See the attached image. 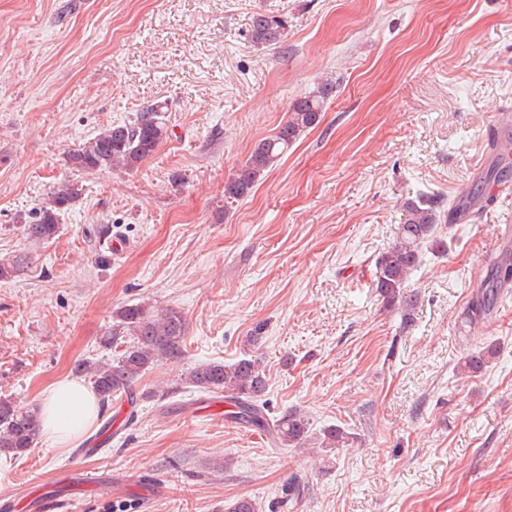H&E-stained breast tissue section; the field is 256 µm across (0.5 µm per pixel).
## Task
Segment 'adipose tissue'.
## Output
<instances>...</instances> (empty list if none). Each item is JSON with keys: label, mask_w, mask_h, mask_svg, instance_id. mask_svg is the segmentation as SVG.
Listing matches in <instances>:
<instances>
[{"label": "adipose tissue", "mask_w": 512, "mask_h": 512, "mask_svg": "<svg viewBox=\"0 0 512 512\" xmlns=\"http://www.w3.org/2000/svg\"><path fill=\"white\" fill-rule=\"evenodd\" d=\"M99 410L98 397L84 380L62 377L40 399V432L54 445L67 444L86 429Z\"/></svg>", "instance_id": "ef3b65f1"}]
</instances>
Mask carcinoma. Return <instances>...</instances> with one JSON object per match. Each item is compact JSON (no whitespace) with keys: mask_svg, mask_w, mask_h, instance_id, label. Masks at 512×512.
<instances>
[{"mask_svg":"<svg viewBox=\"0 0 512 512\" xmlns=\"http://www.w3.org/2000/svg\"><path fill=\"white\" fill-rule=\"evenodd\" d=\"M288 36L287 21L280 16L258 13L252 19L250 39L258 48L276 46ZM336 92V81L326 77L295 99L288 108L287 120L278 131L256 143L244 162L232 170L224 182V203L234 204L249 196L257 184L281 161L296 141L318 126L327 102ZM169 138L165 104L152 102L142 106L133 120L110 125L67 155L69 166L77 172L102 169L133 172L158 146ZM512 173L493 167L478 178L479 185L465 188L457 201H445L441 195H422L405 206L403 224L397 228L392 245L376 262L373 285L384 305L401 311L404 321L412 320L418 297L409 290L410 275L422 261L424 248L435 242L438 224L472 208L484 209L493 203L482 185L490 180L504 182ZM81 195L80 185L72 180L60 182L38 209L33 220L22 225L25 238L41 243L60 231L59 216ZM29 264L26 254L0 256V281L17 278ZM512 283V261L496 257L489 263L481 296L471 303L466 315L469 323L484 320L493 310L501 289ZM186 320L175 308H157L150 302L125 304L114 314L112 329L102 344L113 346L123 340L121 353L103 364L82 361L75 372L90 376L92 387L102 403L121 392H128L134 380L160 362H177L185 355ZM496 354L488 345L470 351L459 365L460 372L474 376L486 368ZM185 382L208 393L224 394V403L232 408L225 419L256 428L265 433L275 448H350L355 442L345 429L329 426L315 434L300 409L271 417L265 409L267 374L260 360L251 354L231 364L220 361L198 363L190 367ZM39 414L33 408H20L0 400V453L19 457L35 444Z\"/></svg>","mask_w":512,"mask_h":512,"instance_id":"1","label":"carcinoma"}]
</instances>
